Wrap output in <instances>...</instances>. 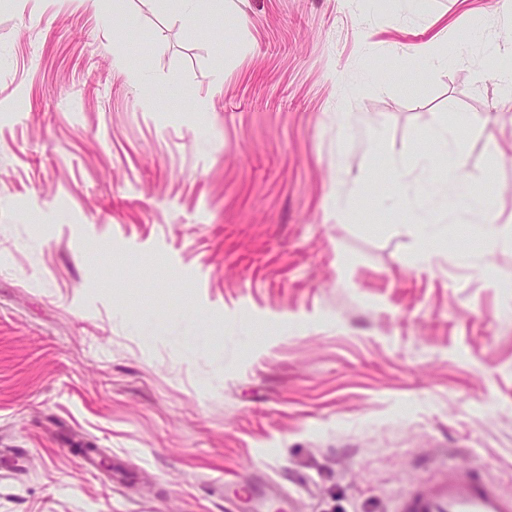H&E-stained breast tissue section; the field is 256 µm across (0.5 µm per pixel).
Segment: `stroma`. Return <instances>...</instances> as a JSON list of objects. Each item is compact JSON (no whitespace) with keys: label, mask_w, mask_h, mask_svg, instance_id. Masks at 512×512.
<instances>
[{"label":"stroma","mask_w":512,"mask_h":512,"mask_svg":"<svg viewBox=\"0 0 512 512\" xmlns=\"http://www.w3.org/2000/svg\"><path fill=\"white\" fill-rule=\"evenodd\" d=\"M509 30L506 0H0V512H235L228 472L394 512L473 462L512 494ZM441 122L494 207L436 202L423 264L385 162L429 178Z\"/></svg>","instance_id":"1"}]
</instances>
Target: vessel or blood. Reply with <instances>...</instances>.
Instances as JSON below:
<instances>
[{
    "label": "vessel or blood",
    "instance_id": "obj_1",
    "mask_svg": "<svg viewBox=\"0 0 512 512\" xmlns=\"http://www.w3.org/2000/svg\"><path fill=\"white\" fill-rule=\"evenodd\" d=\"M397 512H512V496L486 479L479 466L468 464L411 489Z\"/></svg>",
    "mask_w": 512,
    "mask_h": 512
}]
</instances>
